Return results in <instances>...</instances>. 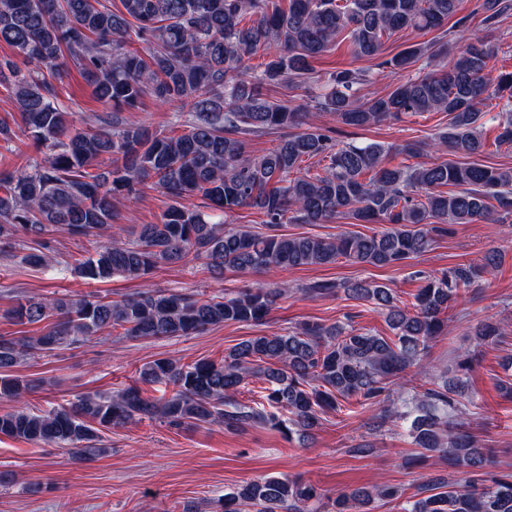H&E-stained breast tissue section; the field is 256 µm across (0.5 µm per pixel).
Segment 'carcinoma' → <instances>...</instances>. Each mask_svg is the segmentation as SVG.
<instances>
[{"label":"carcinoma","mask_w":512,"mask_h":512,"mask_svg":"<svg viewBox=\"0 0 512 512\" xmlns=\"http://www.w3.org/2000/svg\"><path fill=\"white\" fill-rule=\"evenodd\" d=\"M0 0V43L23 58L0 57V86L11 87L24 132L43 159L0 168V253L27 251L31 266L47 262L56 228L86 239L108 237L74 260L72 272L107 282L140 279L163 263L189 256L213 270L238 273L325 266L343 258L373 267L403 264L448 235L452 224L512 216V170L435 160L388 165L391 152L418 154L415 143L341 145L308 121V113L267 99L263 90L308 80L312 62L347 34L355 58H375L392 34L439 32L459 0ZM490 27L512 11V0H481ZM142 44L131 47L132 39ZM498 48L472 31L462 53L447 58L438 41L414 44L379 63L391 74L415 66L414 75L367 97V72L342 68L316 77L324 92L312 108L353 128L399 121L407 114L448 113V128L432 148L468 158L485 151L481 106L503 101L495 144L512 146V72L490 77ZM263 59L260 67L251 65ZM76 70L95 97L111 110L75 125L74 112L59 102L53 81ZM147 97L159 104L190 106L166 133L129 123L122 114ZM278 132V142L260 156L246 136ZM317 158L323 172L301 163ZM147 189L170 200L157 224H142L132 240L112 232L119 197ZM198 197L202 204L191 199ZM263 213L266 231L229 226L236 210ZM351 219L386 223L372 235L337 238L277 233L280 224H323ZM501 254L479 265H457L423 277L411 305H399L384 284L318 281L304 292L361 300L385 315L394 338L304 322L284 333L245 340L215 363L182 364L161 358L140 367L142 383L173 386L167 398L151 399L136 386L115 393L87 392L64 405L0 412V435L50 447L90 462L107 452L103 434L129 423L159 421L174 427L200 423L240 431L270 424L286 438L311 440L321 414L339 400L376 401L406 370L425 371L429 343L444 331L459 293L493 274ZM258 283L233 296L144 289L120 300L86 296L30 298L5 313L14 324L44 323L36 336L0 335V399L22 402L37 384L13 368L38 355L78 347L103 331L122 330L131 339L180 337L228 322H262L288 294ZM499 324L480 323L474 335L494 343ZM266 383L259 402L237 399L248 377ZM459 388H427L414 398L409 434L414 445L439 451L465 469L464 483L429 478L415 501H401L385 484L341 493L335 499L312 483L290 477H260L224 494V512H350L376 500L398 503L400 512H512V473L490 479L481 470L488 454L468 432L467 405Z\"/></svg>","instance_id":"1"}]
</instances>
